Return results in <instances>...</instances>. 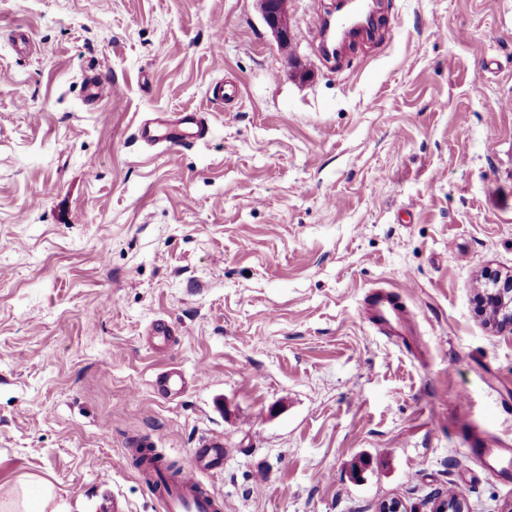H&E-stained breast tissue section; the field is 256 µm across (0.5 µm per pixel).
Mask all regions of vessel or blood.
<instances>
[{
  "label": "vessel or blood",
  "mask_w": 512,
  "mask_h": 512,
  "mask_svg": "<svg viewBox=\"0 0 512 512\" xmlns=\"http://www.w3.org/2000/svg\"><path fill=\"white\" fill-rule=\"evenodd\" d=\"M206 130L200 113L180 112L168 116L160 112L140 127L141 138L150 144L167 143L185 147L205 137ZM364 314L368 322L388 336L405 332V312L400 308L393 292L374 287L363 297ZM193 378L178 368L159 372L153 381V391L161 397L183 393ZM471 453L483 466L497 474L502 481L512 480V447L506 445H476ZM145 484L163 512H222L223 503L210 494L199 473V468H184L179 473L166 472L164 463H144L140 469Z\"/></svg>",
  "instance_id": "vessel-or-blood-1"
}]
</instances>
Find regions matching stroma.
Returning <instances> with one entry per match:
<instances>
[{
    "instance_id": "35a3bbf8",
    "label": "stroma",
    "mask_w": 512,
    "mask_h": 512,
    "mask_svg": "<svg viewBox=\"0 0 512 512\" xmlns=\"http://www.w3.org/2000/svg\"><path fill=\"white\" fill-rule=\"evenodd\" d=\"M331 7L288 0L283 46L258 0H0L1 500L162 512L129 443L179 469L220 434L224 512H434L459 484L512 512L469 452L512 443V334L479 306L512 274V0H383L335 68L308 39ZM183 111L203 141L138 138ZM380 286L410 343L365 319ZM171 366L204 379L161 399Z\"/></svg>"
}]
</instances>
